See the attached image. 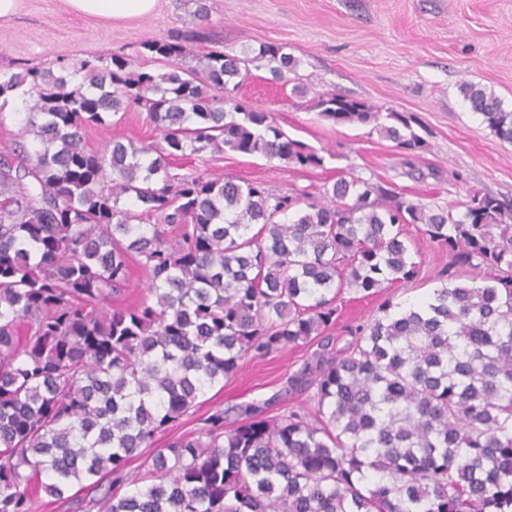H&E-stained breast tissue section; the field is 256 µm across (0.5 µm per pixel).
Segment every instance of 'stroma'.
Wrapping results in <instances>:
<instances>
[{"label": "stroma", "mask_w": 512, "mask_h": 512, "mask_svg": "<svg viewBox=\"0 0 512 512\" xmlns=\"http://www.w3.org/2000/svg\"><path fill=\"white\" fill-rule=\"evenodd\" d=\"M207 6L208 28L225 50L281 45L297 59L301 83L413 115L425 147L412 155L371 126L339 124L301 108L290 86L271 81L267 68L255 65L238 98L270 112L288 136L323 156V166L299 169L227 150L177 159L178 173H217L281 192H315L343 171L389 182L405 200L433 208L462 207L476 192L512 205V143L486 127L459 89L464 81L491 89L512 110V0H207ZM189 22L182 0H156L149 15L112 20L75 12L66 0H18L16 12L0 18V72L26 65L55 70L115 52L129 55L136 69L162 72L164 62L145 52L143 43ZM158 139L147 113L136 111L107 128H88L84 136L93 150L115 140L141 145ZM410 235L422 261L418 277L369 297L343 292L333 335L374 318L385 300L413 302L438 286L447 250L418 229ZM309 354L291 348L247 358L223 390L207 391L196 413L158 434L155 447L197 432L200 418L217 408L270 397Z\"/></svg>", "instance_id": "stroma-1"}]
</instances>
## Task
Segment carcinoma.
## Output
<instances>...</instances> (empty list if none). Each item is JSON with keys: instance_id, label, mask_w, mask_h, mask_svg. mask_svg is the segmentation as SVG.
Instances as JSON below:
<instances>
[{"instance_id": "obj_1", "label": "carcinoma", "mask_w": 512, "mask_h": 512, "mask_svg": "<svg viewBox=\"0 0 512 512\" xmlns=\"http://www.w3.org/2000/svg\"><path fill=\"white\" fill-rule=\"evenodd\" d=\"M185 2L195 26L142 45L166 72L114 53L0 73V106L17 90L24 104L0 160V512L75 486L94 492L79 512H512V208L476 192L435 210L358 176L314 196L172 172L226 148L324 163L235 96L253 63L286 85L297 61L272 43L213 47L206 0ZM460 92L512 143L493 92ZM311 102L424 148L410 114L335 92ZM132 107L160 141L87 148L86 128ZM409 224L448 249L441 286L423 307L385 301L336 348L339 294L419 274ZM134 263L146 298L121 306ZM313 345L280 393L146 455L246 358ZM293 393L310 405L267 415Z\"/></svg>"}]
</instances>
